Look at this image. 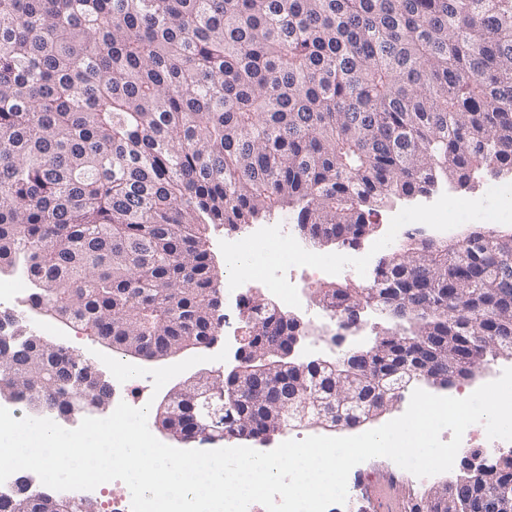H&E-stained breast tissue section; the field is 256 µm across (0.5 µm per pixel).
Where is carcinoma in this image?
I'll list each match as a JSON object with an SVG mask.
<instances>
[{"label":"carcinoma","instance_id":"obj_1","mask_svg":"<svg viewBox=\"0 0 512 512\" xmlns=\"http://www.w3.org/2000/svg\"><path fill=\"white\" fill-rule=\"evenodd\" d=\"M512 172V0H0V271L26 262L42 314L95 336H147L158 353L218 333L224 272L209 224L242 228L282 212L313 243L353 245L377 208L441 181L467 186ZM512 230L440 243L409 234L367 285L317 299L349 319L373 313L384 336L340 358H280L291 393L319 420L336 384L357 404L330 416L354 428L379 416L401 352L478 357L512 346ZM402 290L411 307L382 311ZM243 323L263 349L295 320L264 296ZM65 355L32 333L0 346L4 383L60 411L85 387L41 373ZM271 379L224 410L227 434H275ZM443 502L415 512H487L483 489L512 483V453L483 459ZM41 493L21 482L0 512Z\"/></svg>","mask_w":512,"mask_h":512}]
</instances>
